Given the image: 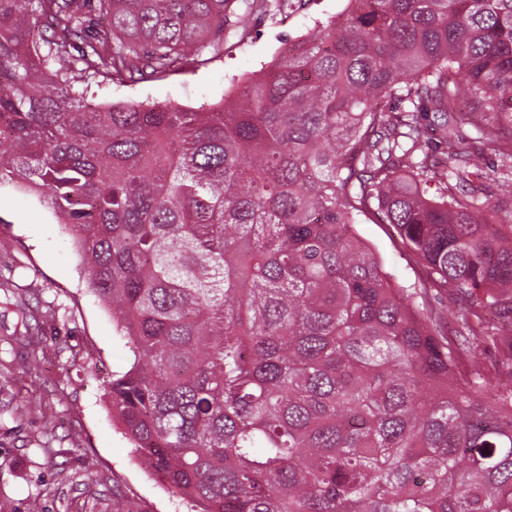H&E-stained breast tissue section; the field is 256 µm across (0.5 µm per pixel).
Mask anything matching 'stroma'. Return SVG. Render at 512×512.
Segmentation results:
<instances>
[{"label":"stroma","instance_id":"obj_1","mask_svg":"<svg viewBox=\"0 0 512 512\" xmlns=\"http://www.w3.org/2000/svg\"><path fill=\"white\" fill-rule=\"evenodd\" d=\"M343 5L296 0L292 10L227 28L221 55L161 81H104L95 100L213 104ZM356 230L393 283L422 288L390 225L363 218ZM129 356L52 212L19 187H0V512H192L133 455L112 420L105 386Z\"/></svg>","mask_w":512,"mask_h":512}]
</instances>
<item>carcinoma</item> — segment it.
Segmentation results:
<instances>
[{"label":"carcinoma","instance_id":"1","mask_svg":"<svg viewBox=\"0 0 512 512\" xmlns=\"http://www.w3.org/2000/svg\"><path fill=\"white\" fill-rule=\"evenodd\" d=\"M230 2L0 0V184L127 338L112 418L198 512H512V0H345L197 111L89 96L223 53ZM356 231L376 251L390 280L407 288H423L422 273L413 255L389 224H374L362 217Z\"/></svg>","mask_w":512,"mask_h":512}]
</instances>
